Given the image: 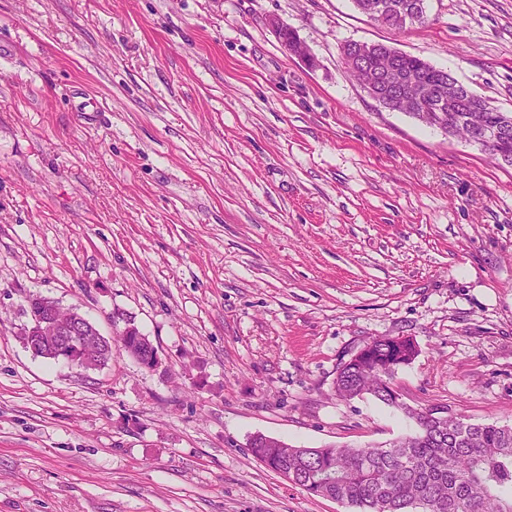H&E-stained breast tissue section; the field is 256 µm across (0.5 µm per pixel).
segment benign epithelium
Segmentation results:
<instances>
[{"instance_id": "1", "label": "benign epithelium", "mask_w": 512, "mask_h": 512, "mask_svg": "<svg viewBox=\"0 0 512 512\" xmlns=\"http://www.w3.org/2000/svg\"><path fill=\"white\" fill-rule=\"evenodd\" d=\"M286 53L306 62L311 55L306 45L300 41H281ZM361 87L371 98L383 106L397 108L398 101L407 95L414 94V87L401 82L391 88L381 84V80L368 76ZM30 321L33 325L30 339L31 350L44 348L46 357L62 359L78 371H88L96 368L92 360V352L100 341L88 320L75 309H66L59 304H49L40 299L31 303ZM79 341L80 349L76 355L71 354L70 345Z\"/></svg>"}]
</instances>
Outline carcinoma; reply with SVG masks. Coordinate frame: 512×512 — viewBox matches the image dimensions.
<instances>
[{
	"mask_svg": "<svg viewBox=\"0 0 512 512\" xmlns=\"http://www.w3.org/2000/svg\"><path fill=\"white\" fill-rule=\"evenodd\" d=\"M371 20L393 29L418 10L422 0H353ZM346 54L379 72L387 68L415 82L407 114L444 134L476 144L496 164L512 167V113L501 112L452 73L384 43L351 41ZM124 349L139 363L152 343L117 311ZM418 354L406 336L371 339L337 370L336 392L354 399L370 395L402 411L417 430L384 445L364 448H292L256 434L248 450L258 461L314 497L331 499L355 512H512V426L471 423L440 408L416 409L395 401L399 368Z\"/></svg>",
	"mask_w": 512,
	"mask_h": 512,
	"instance_id": "1",
	"label": "carcinoma"
}]
</instances>
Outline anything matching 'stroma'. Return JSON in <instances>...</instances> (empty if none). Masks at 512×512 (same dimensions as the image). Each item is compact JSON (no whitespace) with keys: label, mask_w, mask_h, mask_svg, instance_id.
<instances>
[{"label":"stroma","mask_w":512,"mask_h":512,"mask_svg":"<svg viewBox=\"0 0 512 512\" xmlns=\"http://www.w3.org/2000/svg\"><path fill=\"white\" fill-rule=\"evenodd\" d=\"M0 0V512H350L247 450L416 429L339 365L419 353L407 404L512 425V167L372 100L340 48L382 42L512 112V0ZM317 61L289 56L271 20ZM120 346L76 373L22 342L30 296ZM425 0H353L355 7L371 20L393 29H403V17L420 11L417 6ZM370 4H382L384 11L381 15L373 13ZM124 323V327L118 330L119 324ZM112 324L118 331L120 341L123 343L124 349L140 364L149 359L151 354L152 343L141 333L133 321L124 316L123 313L117 311L112 314ZM139 337L137 344L134 339Z\"/></svg>","instance_id":"stroma-1"}]
</instances>
